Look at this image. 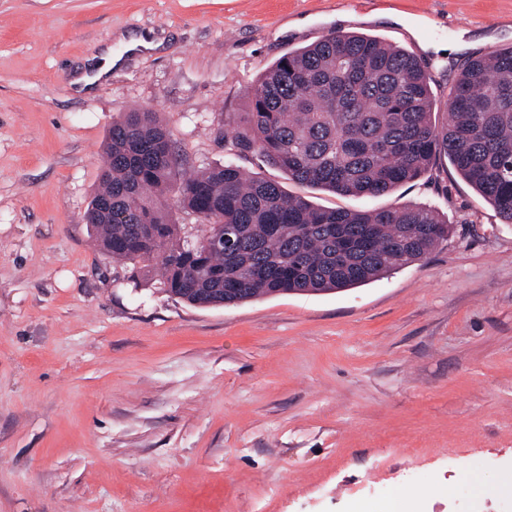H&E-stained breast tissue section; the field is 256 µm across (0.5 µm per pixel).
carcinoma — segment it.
I'll list each match as a JSON object with an SVG mask.
<instances>
[{"label":"carcinoma","mask_w":512,"mask_h":512,"mask_svg":"<svg viewBox=\"0 0 512 512\" xmlns=\"http://www.w3.org/2000/svg\"><path fill=\"white\" fill-rule=\"evenodd\" d=\"M233 138L288 179L343 196H383L445 158L512 221V49L465 63L439 129L413 55L374 37L329 36L262 75ZM174 184L204 226L191 241L160 205ZM108 199L112 213L88 224L98 248L143 263L144 277L198 307L356 287L422 260L449 229L422 206L316 208L232 164L187 175L149 110L112 125L90 206Z\"/></svg>","instance_id":"obj_1"}]
</instances>
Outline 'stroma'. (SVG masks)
Segmentation results:
<instances>
[{
    "label": "stroma",
    "instance_id": "35a3bbf8",
    "mask_svg": "<svg viewBox=\"0 0 512 512\" xmlns=\"http://www.w3.org/2000/svg\"><path fill=\"white\" fill-rule=\"evenodd\" d=\"M153 31L162 49L126 51ZM365 34L415 56L448 122L512 0H0V512H512V223L446 163L391 194L290 181L231 142L288 52ZM121 61L70 85L98 47ZM184 168L231 163L324 209L423 206L450 232L364 285L200 308L94 246L129 109Z\"/></svg>",
    "mask_w": 512,
    "mask_h": 512
}]
</instances>
